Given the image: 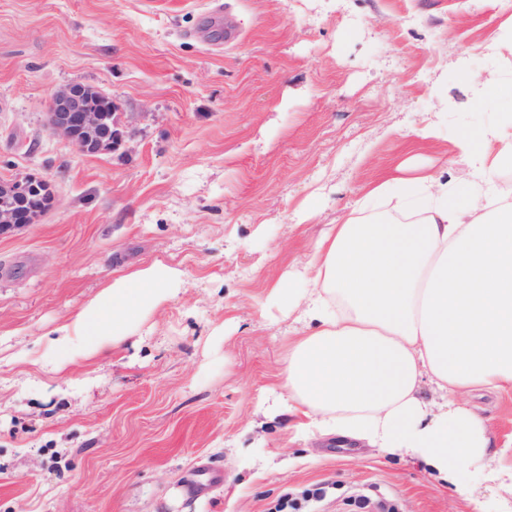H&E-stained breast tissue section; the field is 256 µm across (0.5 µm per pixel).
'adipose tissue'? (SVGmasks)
I'll return each instance as SVG.
<instances>
[{
    "mask_svg": "<svg viewBox=\"0 0 512 512\" xmlns=\"http://www.w3.org/2000/svg\"><path fill=\"white\" fill-rule=\"evenodd\" d=\"M495 124L452 140L465 179L426 171L370 188L396 199L398 219L329 225L304 266V287L272 282L301 330L281 359L279 401L259 411L295 418L297 434L338 438L424 466L469 494L494 488L474 512H512V434L495 436L466 400L512 392V82L493 85ZM184 271L162 260L112 278L57 327L56 370L111 356L180 291ZM429 380L439 402L421 395Z\"/></svg>",
    "mask_w": 512,
    "mask_h": 512,
    "instance_id": "adipose-tissue-1",
    "label": "adipose tissue"
}]
</instances>
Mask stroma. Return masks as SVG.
Masks as SVG:
<instances>
[{"instance_id": "obj_1", "label": "stroma", "mask_w": 512, "mask_h": 512, "mask_svg": "<svg viewBox=\"0 0 512 512\" xmlns=\"http://www.w3.org/2000/svg\"><path fill=\"white\" fill-rule=\"evenodd\" d=\"M492 77L512 79V0H0V179L43 177L55 197L0 236V512H275L314 484L319 512L356 494L472 512L419 465L295 438L255 403L288 339L271 279L398 164L464 175L441 156L495 121L493 91L470 84ZM71 83L110 97L132 136L83 154L52 135ZM437 118L442 138L412 136ZM157 259L185 283L134 337L36 365L76 308ZM469 401L512 433V396Z\"/></svg>"}]
</instances>
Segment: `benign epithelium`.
Here are the masks:
<instances>
[{
  "instance_id": "obj_1",
  "label": "benign epithelium",
  "mask_w": 512,
  "mask_h": 512,
  "mask_svg": "<svg viewBox=\"0 0 512 512\" xmlns=\"http://www.w3.org/2000/svg\"><path fill=\"white\" fill-rule=\"evenodd\" d=\"M111 111L112 102L95 104L90 99L88 88L73 83L51 96L46 123L51 134L64 138L87 153L91 147L99 149L118 138V133L108 122ZM3 184L12 199L0 202L1 236L12 234L35 221L34 184L31 179H6Z\"/></svg>"
}]
</instances>
